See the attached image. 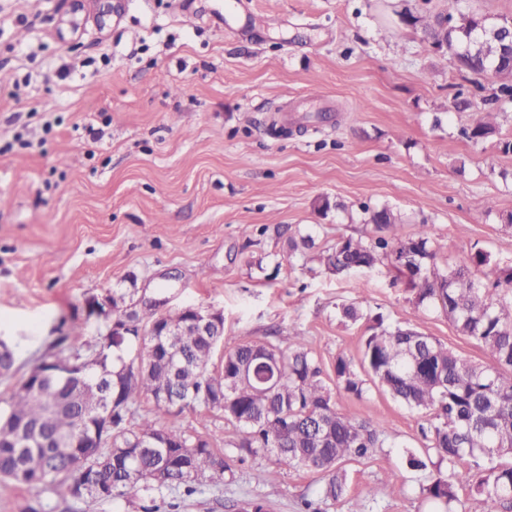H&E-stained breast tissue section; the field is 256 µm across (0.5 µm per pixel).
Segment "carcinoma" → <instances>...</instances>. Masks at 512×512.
Returning <instances> with one entry per match:
<instances>
[{"label": "carcinoma", "instance_id": "carcinoma-1", "mask_svg": "<svg viewBox=\"0 0 512 512\" xmlns=\"http://www.w3.org/2000/svg\"><path fill=\"white\" fill-rule=\"evenodd\" d=\"M443 2L436 19L420 16L412 23L427 40L446 45L457 70L497 79L499 105L474 110L462 130L479 140L497 132L504 105L512 102V48L497 32L509 18H486L462 0ZM442 19L449 22L446 30ZM365 213L374 236L340 238L318 252L319 263L336 275L391 265L406 279L418 313L441 311L495 366L477 364L415 328L379 322L364 335L360 366L344 354L336 357V389L361 399L370 380L426 414L428 445L422 454L406 452V464L425 473L421 493L438 512H465L463 489L483 498L491 512H512V494L504 493L512 487V305L505 300L512 269L478 252L441 275L430 225L406 233L388 208ZM314 247L310 237H288L294 255ZM127 318L142 335L100 336L86 360L63 373L52 366L60 355H46L15 387L0 411L1 479L76 496L81 512H97L98 505L131 493L153 503L177 491L190 497L205 481L224 482L231 467L209 439L158 421L185 410L199 416L222 411L240 433L228 442L239 460L273 452L289 469L322 474L316 498L302 500L300 512H328L347 501L344 464L370 458L387 440L385 419L336 409L328 375L300 332L288 337L285 350L270 342L239 343L217 366L224 328L198 336L186 308L164 315L149 300L128 306L124 295H112L109 322ZM168 325L179 335H153ZM143 398L152 408L140 414ZM466 457L471 467L457 469ZM377 496L368 489L350 512H374Z\"/></svg>", "mask_w": 512, "mask_h": 512}]
</instances>
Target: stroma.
Returning a JSON list of instances; mask_svg holds the SVG:
<instances>
[{
    "instance_id": "stroma-1",
    "label": "stroma",
    "mask_w": 512,
    "mask_h": 512,
    "mask_svg": "<svg viewBox=\"0 0 512 512\" xmlns=\"http://www.w3.org/2000/svg\"><path fill=\"white\" fill-rule=\"evenodd\" d=\"M0 0V340L16 357L7 397L53 342L74 358L105 333L92 301L112 292L220 313L224 345L299 331L324 370L359 358L374 317L419 330L483 364L492 359L434 310L417 314L394 269L333 275L288 254L300 233L326 246L367 238L365 208L399 213L405 232L430 225L440 269L479 251L512 268V134L471 142L460 131L484 107L491 76L458 71L410 16L440 0ZM469 110L452 106L455 96ZM334 207L320 211L321 199ZM365 318L352 324L342 305ZM339 411L382 417L388 439L347 468L350 498L379 490L378 512H427L419 472L425 414L378 388L336 392ZM217 448L236 437L224 415L163 418ZM233 484L179 499L177 512H229L261 495L272 512L314 498L317 472L273 454L230 458ZM59 512L74 499L0 480V512L35 497Z\"/></svg>"
}]
</instances>
